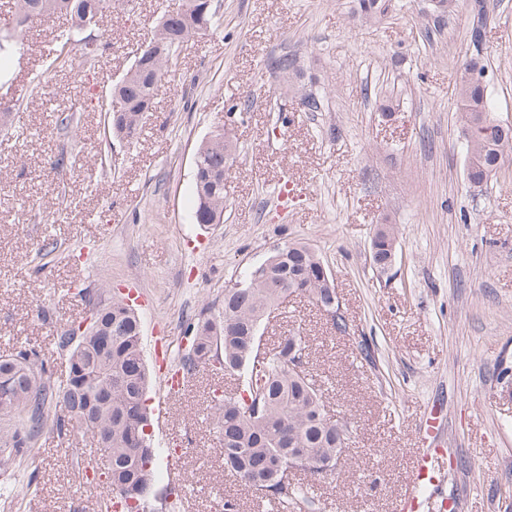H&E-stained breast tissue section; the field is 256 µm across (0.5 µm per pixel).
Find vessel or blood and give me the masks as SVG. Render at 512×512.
<instances>
[{"mask_svg":"<svg viewBox=\"0 0 512 512\" xmlns=\"http://www.w3.org/2000/svg\"><path fill=\"white\" fill-rule=\"evenodd\" d=\"M170 357L171 349L164 338H156L154 358L160 375L162 396L158 401L155 414L161 422L168 419L169 401L180 396L187 386L181 370L171 363ZM444 455V448L438 445L423 449L419 453L415 466L416 489L402 501L400 512H460L455 499L438 500L433 496L441 482L439 461Z\"/></svg>","mask_w":512,"mask_h":512,"instance_id":"obj_1","label":"vessel or blood"}]
</instances>
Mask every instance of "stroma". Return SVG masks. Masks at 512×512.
I'll return each mask as SVG.
<instances>
[{"label":"stroma","instance_id":"1","mask_svg":"<svg viewBox=\"0 0 512 512\" xmlns=\"http://www.w3.org/2000/svg\"><path fill=\"white\" fill-rule=\"evenodd\" d=\"M175 2L106 13L97 71L44 70L41 95L27 85L62 19L34 24L0 59V86L23 88L0 123V355L33 344L63 373L55 337L86 315L78 288L141 289L143 340L180 347L184 322L219 303L226 283L277 244L306 243L334 274L349 331L298 296L261 333L270 344L305 336L326 408L349 425L337 476L316 488L321 512H397L429 417L447 448L438 495L460 512H512V158L487 184L468 183L455 96L462 64L479 57L494 116L512 125V0H489L479 49L475 0L441 18L428 0H396L376 25L353 18L350 0H218L221 28L184 44L138 139L113 138L101 104ZM282 55L297 61L293 83L270 67ZM305 92L320 111H305ZM74 106L71 143L54 125ZM219 126L238 147L224 221L196 224L194 155ZM381 224L397 239L383 270L370 260ZM52 241L38 270L36 251ZM223 385V374L197 373L156 445L182 449L198 489L182 512H219L228 499L272 512L224 468L209 398ZM90 444L77 428L45 436L21 466L35 481L18 483L19 512H96Z\"/></svg>","mask_w":512,"mask_h":512}]
</instances>
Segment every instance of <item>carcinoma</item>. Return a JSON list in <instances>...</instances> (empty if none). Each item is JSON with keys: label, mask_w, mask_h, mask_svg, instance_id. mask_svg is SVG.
I'll list each match as a JSON object with an SVG mask.
<instances>
[{"label": "carcinoma", "mask_w": 512, "mask_h": 512, "mask_svg": "<svg viewBox=\"0 0 512 512\" xmlns=\"http://www.w3.org/2000/svg\"><path fill=\"white\" fill-rule=\"evenodd\" d=\"M118 0H14L13 31L0 42V53L15 47L27 29L52 15L69 18L47 54V68L65 67L78 73L95 68L99 49L88 48L84 29ZM204 0H180L158 20L153 37L142 50L141 64L131 66L112 87L111 97L123 111H109L112 136L129 142L138 138L152 111L156 83L178 63L180 48L199 34V9ZM393 0H353L352 15L365 24L381 21ZM481 69L470 62L456 81L459 120L468 113H483L488 123L482 141L465 146L467 179L488 181L512 154V128H500L492 117ZM80 111L56 117L57 132L76 134ZM232 141L218 129L202 143L194 159L196 224L224 221V169L232 155ZM331 273L318 252L307 244L285 243L269 253L264 263L240 277L244 287L224 293L219 306L201 310L185 329L188 345L179 365L187 374L200 366L237 377L241 390L212 398L224 466L241 476L257 501L274 504L279 512H315L316 482L323 478L308 468L329 464L336 471V448L343 438L336 424L327 421L321 386L295 373L288 351L297 343L300 355L308 348L305 337L293 333L259 354L256 339L261 325L282 307L289 293L319 304L329 296L323 273ZM97 320L79 333L77 328L56 336V346L67 362L65 378L56 380L37 346H22L0 356V499L11 504L7 481L19 472L43 436L75 419L84 423L98 448L95 474L101 493L98 503L118 491L133 492L135 505L126 512H144L155 497L158 449L150 426L145 394L149 376L141 346L139 315L123 297L104 299L79 293Z\"/></svg>", "instance_id": "cac0c4a2"}]
</instances>
